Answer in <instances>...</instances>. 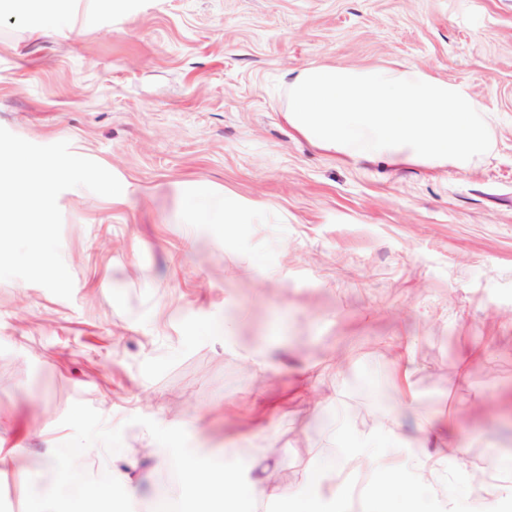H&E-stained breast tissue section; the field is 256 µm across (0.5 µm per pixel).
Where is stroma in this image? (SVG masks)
Here are the masks:
<instances>
[{"label": "stroma", "instance_id": "1", "mask_svg": "<svg viewBox=\"0 0 512 512\" xmlns=\"http://www.w3.org/2000/svg\"><path fill=\"white\" fill-rule=\"evenodd\" d=\"M393 60L471 85L491 151L395 166L287 124L304 65ZM0 127L132 185L122 205L59 195L71 299L0 281V441L24 447L0 512L26 508L16 476L42 470L48 440L101 447L89 489L150 461L136 512L230 448L248 451L243 483L298 500L308 461L344 464L361 436L382 455L463 436L430 498L462 512L463 476L512 458L496 422L512 416V0H0ZM188 183L261 209L195 223ZM397 338L414 346L404 383L382 354ZM386 417L396 432L377 437Z\"/></svg>", "mask_w": 512, "mask_h": 512}]
</instances>
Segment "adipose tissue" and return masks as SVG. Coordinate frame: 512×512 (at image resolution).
<instances>
[{"instance_id": "ef3b65f1", "label": "adipose tissue", "mask_w": 512, "mask_h": 512, "mask_svg": "<svg viewBox=\"0 0 512 512\" xmlns=\"http://www.w3.org/2000/svg\"><path fill=\"white\" fill-rule=\"evenodd\" d=\"M284 98L289 125L317 147L343 157L462 169L491 147L488 125L480 117L483 107L469 84L398 61L361 68L310 63L286 82ZM193 201L206 224H248L256 210L254 202L229 193L213 213L206 210L208 194L194 195ZM465 453L462 442L452 439L437 453L409 448L395 460H370L380 483L357 501L362 512H392L387 483L399 467L411 476L399 512H418L417 490L432 483L443 459ZM134 466L130 459L114 466V490L87 493L70 504L43 501L33 512H131L135 490L129 471ZM182 475L215 512H250V494L237 471H217L206 459L193 458L184 463ZM322 482V476H315L309 494L286 501L284 512H351L356 501L347 488L336 484L325 501L319 495Z\"/></svg>"}]
</instances>
